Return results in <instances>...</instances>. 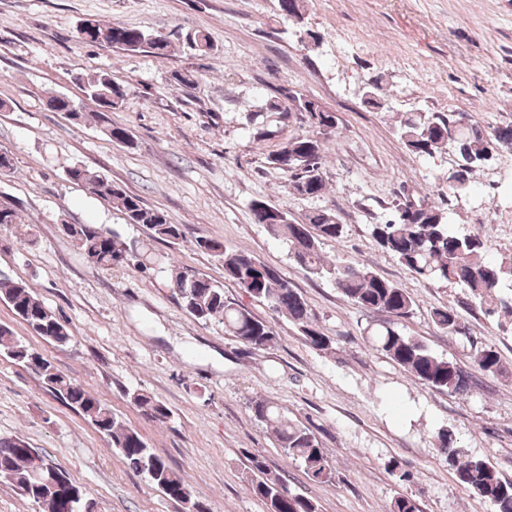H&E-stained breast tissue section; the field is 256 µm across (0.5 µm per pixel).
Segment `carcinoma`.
<instances>
[{
  "mask_svg": "<svg viewBox=\"0 0 512 512\" xmlns=\"http://www.w3.org/2000/svg\"><path fill=\"white\" fill-rule=\"evenodd\" d=\"M304 2L277 0L278 11L300 23L305 15ZM83 24L88 26L84 30L86 35L105 34L111 39L112 48L119 51H147L164 56L173 44L168 37L123 23L107 25L87 19ZM188 47L200 56L214 49L209 35L201 31L189 38ZM81 81L84 92L97 106L98 122L104 125L112 141L133 146L130 132L112 125L109 117L112 110L123 104L126 87L113 82L104 73L87 74ZM45 99L51 111L65 112L74 121L83 118L82 105L67 104L51 92L46 93ZM296 101L298 107L309 112L312 130L289 136L270 157V162L288 173L289 188L295 193L308 198L320 197L327 190L322 176L325 155L320 131L336 133V113L315 111L313 102L300 97ZM397 134L405 148L419 157H431L444 148L456 154L457 168L448 174L450 196L466 191L476 169L486 166L498 153L512 152V125L487 131L472 122L465 112H407L400 117ZM65 174L69 181L82 184L93 194L108 200L122 212L127 223L146 228L152 237L170 243L184 240V225L173 223L164 211L146 206L138 195L112 182L106 175L78 164L68 166ZM251 211L255 223L264 225L290 245L301 267L312 274L333 278L336 287L359 309L386 312L397 319H406L412 314L415 300L399 285L353 262L325 263L320 251L321 241H337L345 230L336 215L317 210L306 214L301 221L291 220L282 208L263 200L253 201ZM371 236L382 252L396 258L419 278L462 288L466 291L464 304H477L489 316L499 310L512 313V297L504 296L501 291L504 283L512 280V261L506 264L487 259L478 237L460 235L451 228L447 208L406 199L393 206L391 219L371 225ZM70 238L87 261L103 269L132 264L146 271L157 262L140 240L124 238L103 224H76ZM192 245L221 264L224 279L285 314L299 327L313 349H330L332 338L321 331L305 298L274 268L218 238L199 236ZM170 287L186 313L201 322L224 326V332L244 347L267 350L276 344V332L271 325L255 317L245 306L228 299L224 287L207 276L186 268L175 273ZM0 300L11 307L34 335L59 346L72 340L66 324L25 283L0 274ZM432 321L441 332L451 336L466 332L453 305L434 310ZM371 336L373 347L385 352L421 384L457 395L474 391L470 372L435 355L419 338L391 326L377 328ZM0 351L18 363L35 361L32 371L43 384L105 435L111 446L119 449L129 469L146 475L175 502H185V496L192 493L184 478L170 469L142 435L126 426L95 394L57 371L40 352L22 343L2 324ZM474 368L483 374L500 372L498 352L490 345L477 349ZM131 400L152 421L164 422L171 417L167 405L153 395L134 392ZM252 409L255 417L271 428L278 445L289 458L299 462L311 480L332 481L333 470L328 457L309 428L289 421L277 406L268 402H257ZM435 446L463 488L488 502L493 512H512V480L501 477L484 459L464 454L458 438L448 429L437 432ZM248 460L251 463L248 490L267 505L268 512H318L313 500L288 488L287 480L268 471L259 457L250 456ZM54 468L49 459L28 447L23 438L0 437V481L14 485L22 496L43 507L45 512H65L64 501L51 488ZM387 512L422 510L415 499L399 494Z\"/></svg>",
  "mask_w": 512,
  "mask_h": 512,
  "instance_id": "1",
  "label": "carcinoma"
}]
</instances>
